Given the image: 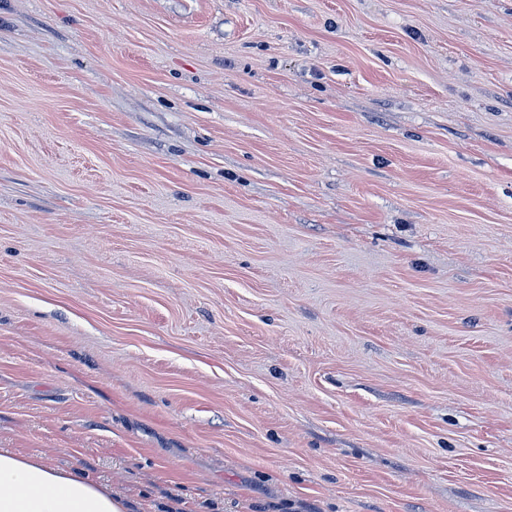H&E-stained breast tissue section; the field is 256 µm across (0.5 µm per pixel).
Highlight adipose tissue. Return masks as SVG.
<instances>
[{
	"mask_svg": "<svg viewBox=\"0 0 512 512\" xmlns=\"http://www.w3.org/2000/svg\"><path fill=\"white\" fill-rule=\"evenodd\" d=\"M124 500L88 477L39 456L0 448V512H127Z\"/></svg>",
	"mask_w": 512,
	"mask_h": 512,
	"instance_id": "1",
	"label": "adipose tissue"
}]
</instances>
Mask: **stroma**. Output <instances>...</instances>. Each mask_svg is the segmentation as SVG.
I'll return each instance as SVG.
<instances>
[{
    "label": "stroma",
    "mask_w": 512,
    "mask_h": 512,
    "mask_svg": "<svg viewBox=\"0 0 512 512\" xmlns=\"http://www.w3.org/2000/svg\"><path fill=\"white\" fill-rule=\"evenodd\" d=\"M0 448L512 512V0H0Z\"/></svg>",
    "instance_id": "stroma-1"
}]
</instances>
